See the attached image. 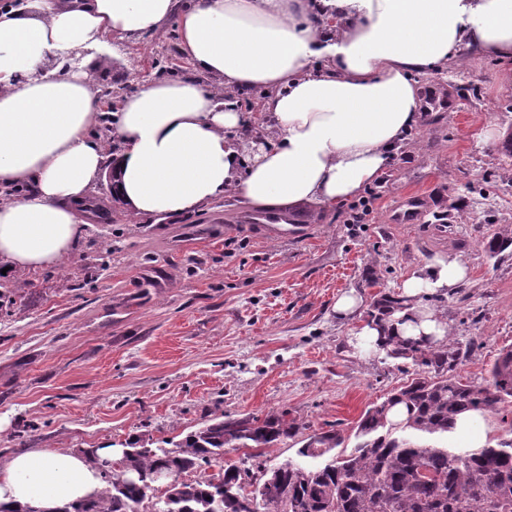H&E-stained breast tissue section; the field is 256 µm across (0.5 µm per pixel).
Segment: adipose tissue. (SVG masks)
<instances>
[{"mask_svg": "<svg viewBox=\"0 0 512 512\" xmlns=\"http://www.w3.org/2000/svg\"><path fill=\"white\" fill-rule=\"evenodd\" d=\"M335 19V31L322 23ZM176 25L180 50L211 77L145 84L114 113L117 154L94 135L100 100L86 68L112 43ZM467 44L512 58V0H30L0 12V186L29 184L0 202V266L61 265L82 235L77 205L112 170L116 198L135 215L188 212L228 194L262 209L346 203L392 161L422 119L415 75ZM80 70L68 68L71 56ZM259 90L277 130L258 153L241 138L258 113L225 94ZM449 257L405 283L411 304L392 324L363 325L351 343L383 336L447 344L448 319L423 303L466 275ZM87 454L27 448L0 462V505L55 512L99 495Z\"/></svg>", "mask_w": 512, "mask_h": 512, "instance_id": "1", "label": "adipose tissue"}]
</instances>
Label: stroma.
I'll list each match as a JSON object with an SVG mask.
<instances>
[{
  "label": "stroma",
  "mask_w": 512,
  "mask_h": 512,
  "mask_svg": "<svg viewBox=\"0 0 512 512\" xmlns=\"http://www.w3.org/2000/svg\"><path fill=\"white\" fill-rule=\"evenodd\" d=\"M178 42L173 25L115 41L117 58L96 70V85ZM416 82L439 100L368 186L373 211L364 223H349L347 204L298 206L307 232L282 239L246 223L253 209L234 195L168 217L120 206L115 223L87 224L63 269L0 274L17 291L0 308V458L171 439L220 410H285L314 430L335 425L354 445L362 412L413 367L350 345L365 319L337 320L336 299L354 291L371 310L378 292H401L420 267L448 256L468 268L469 300L443 308L450 343H474L458 372L488 380L500 349L512 345V257L490 259L481 242L512 226V197L481 209L474 201L512 179L502 148L512 129V62L475 51ZM417 189L431 203L416 217L406 199ZM146 253L154 262H143ZM98 254L106 270L68 287L62 272H81Z\"/></svg>",
  "instance_id": "1"
}]
</instances>
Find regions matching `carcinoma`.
<instances>
[{
    "mask_svg": "<svg viewBox=\"0 0 512 512\" xmlns=\"http://www.w3.org/2000/svg\"><path fill=\"white\" fill-rule=\"evenodd\" d=\"M512 234L483 241L486 254L502 260ZM409 299L379 292L369 320L379 325L407 309ZM385 357L409 361L413 378L362 413L352 449L335 428L302 436L304 423L286 410L264 416L221 412L177 441L146 447L134 437L113 461L91 455L106 482L97 497L56 512H148V493L161 492L164 512H512V437L482 448H450L448 434L469 411H497L512 404V346L499 351L490 379L464 382L457 374L471 342L436 347L428 337L376 343ZM408 412L389 419L392 407ZM292 442L297 455L317 466L289 460L267 469L258 450ZM256 453L241 464H224V449ZM253 487L246 494L244 489Z\"/></svg>",
    "mask_w": 512,
    "mask_h": 512,
    "instance_id": "1",
    "label": "carcinoma"
}]
</instances>
